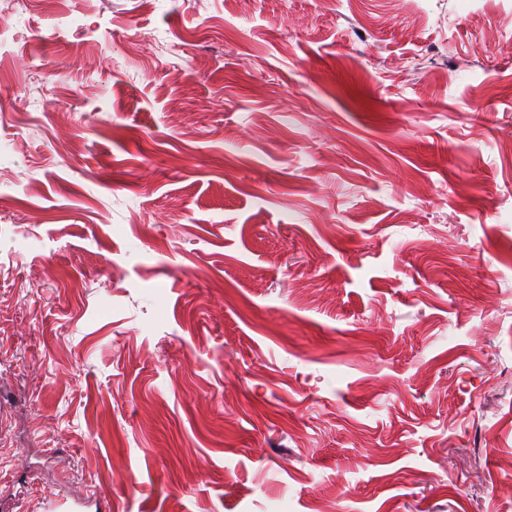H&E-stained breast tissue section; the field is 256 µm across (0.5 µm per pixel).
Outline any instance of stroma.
Instances as JSON below:
<instances>
[{
    "mask_svg": "<svg viewBox=\"0 0 512 512\" xmlns=\"http://www.w3.org/2000/svg\"><path fill=\"white\" fill-rule=\"evenodd\" d=\"M509 487L512 0L0 14V512Z\"/></svg>",
    "mask_w": 512,
    "mask_h": 512,
    "instance_id": "stroma-1",
    "label": "stroma"
}]
</instances>
